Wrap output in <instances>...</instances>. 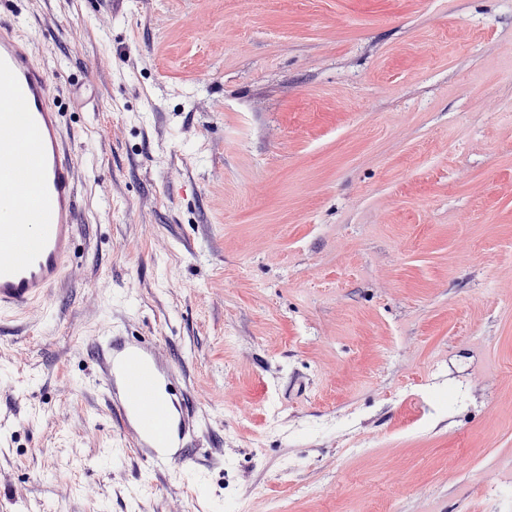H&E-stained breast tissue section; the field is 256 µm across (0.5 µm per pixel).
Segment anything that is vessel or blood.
Segmentation results:
<instances>
[{
    "label": "vessel or blood",
    "instance_id": "vessel-or-blood-1",
    "mask_svg": "<svg viewBox=\"0 0 512 512\" xmlns=\"http://www.w3.org/2000/svg\"><path fill=\"white\" fill-rule=\"evenodd\" d=\"M36 35L0 21V195L14 200L8 223L0 224V310H24L43 300L75 247L76 162L49 72L35 51ZM98 355L112 417L153 469L195 463L185 443L193 410L188 399L161 395L172 385V368L153 345L110 336Z\"/></svg>",
    "mask_w": 512,
    "mask_h": 512
}]
</instances>
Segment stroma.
Here are the masks:
<instances>
[{
  "label": "stroma",
  "mask_w": 512,
  "mask_h": 512,
  "mask_svg": "<svg viewBox=\"0 0 512 512\" xmlns=\"http://www.w3.org/2000/svg\"><path fill=\"white\" fill-rule=\"evenodd\" d=\"M0 18L79 173L61 283L0 311V512H512V0ZM107 336L176 367L198 466L122 435Z\"/></svg>",
  "instance_id": "obj_1"
}]
</instances>
